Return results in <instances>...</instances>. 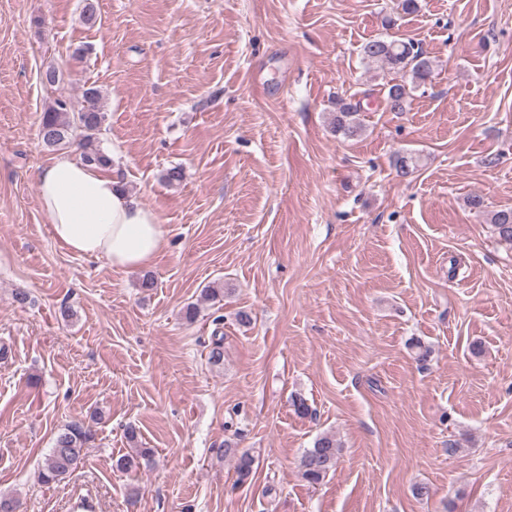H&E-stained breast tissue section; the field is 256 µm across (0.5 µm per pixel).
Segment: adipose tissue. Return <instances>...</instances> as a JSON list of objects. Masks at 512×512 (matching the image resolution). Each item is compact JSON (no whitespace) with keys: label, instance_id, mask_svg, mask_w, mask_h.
<instances>
[{"label":"adipose tissue","instance_id":"ef3b65f1","mask_svg":"<svg viewBox=\"0 0 512 512\" xmlns=\"http://www.w3.org/2000/svg\"><path fill=\"white\" fill-rule=\"evenodd\" d=\"M37 184L54 238L75 254L134 271L149 267L167 243L158 214L125 191L119 171L61 154L39 170Z\"/></svg>","mask_w":512,"mask_h":512}]
</instances>
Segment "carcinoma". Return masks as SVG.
<instances>
[{"instance_id": "1", "label": "carcinoma", "mask_w": 512, "mask_h": 512, "mask_svg": "<svg viewBox=\"0 0 512 512\" xmlns=\"http://www.w3.org/2000/svg\"><path fill=\"white\" fill-rule=\"evenodd\" d=\"M362 56L368 66L384 75L394 78L383 84L384 104L391 112H403L411 92L427 83L433 77L437 63L425 55L421 48L408 41L376 38L362 47ZM101 91L89 87L83 92V104L74 110L65 99L50 103L41 119L39 138L46 148H57L79 139L82 160L100 168L112 165V159L100 148L98 134L106 121V112L101 105ZM361 103L336 100V115L333 132L345 139L357 137L363 130L360 120ZM397 176L406 178L414 173L417 159L410 153H397L393 158ZM489 223L494 226L498 237L512 243V208L491 213ZM89 429L74 423L57 435L53 447L40 471V480L45 484L56 483L70 476L84 460V447L90 440ZM341 445L336 436L324 433L318 437L313 448L307 450L300 460L301 475L311 485L319 484L336 466ZM221 457L235 459L237 483L245 484L253 478L255 458L247 450H240L231 443L217 449ZM153 456L150 448H134L120 456L115 468L125 474H134L149 466Z\"/></svg>"}]
</instances>
